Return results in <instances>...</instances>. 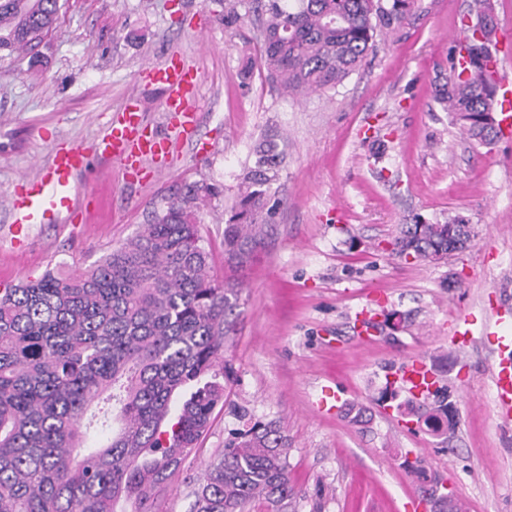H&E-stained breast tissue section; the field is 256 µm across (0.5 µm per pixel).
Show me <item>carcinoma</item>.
I'll use <instances>...</instances> for the list:
<instances>
[{
	"mask_svg": "<svg viewBox=\"0 0 512 512\" xmlns=\"http://www.w3.org/2000/svg\"><path fill=\"white\" fill-rule=\"evenodd\" d=\"M244 0H225L224 26ZM410 0H262L260 69L279 91L332 89L373 51L377 31L403 23ZM61 0H0V59L32 50L59 19ZM434 83V100L463 133L487 145L498 112L497 74L465 60ZM224 227V252L243 266L264 240L284 152L274 137L253 148ZM220 194L186 183L148 224L98 264L45 273L0 289V512H154L155 494L184 470L224 399L230 367L216 371L229 339L235 289L209 274L197 211ZM396 253L439 260L458 247L446 224H405ZM184 399L176 410V394ZM106 397L119 427L106 445L83 446V420ZM417 423L453 430L448 389L407 403ZM289 439L275 422L232 434L190 512H287Z\"/></svg>",
	"mask_w": 512,
	"mask_h": 512,
	"instance_id": "1",
	"label": "carcinoma"
}]
</instances>
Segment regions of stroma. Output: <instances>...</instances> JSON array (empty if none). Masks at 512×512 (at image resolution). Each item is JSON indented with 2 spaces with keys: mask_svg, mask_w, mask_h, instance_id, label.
<instances>
[{
  "mask_svg": "<svg viewBox=\"0 0 512 512\" xmlns=\"http://www.w3.org/2000/svg\"><path fill=\"white\" fill-rule=\"evenodd\" d=\"M63 2L34 51L0 59V288L96 264L183 183L202 180L221 189L198 217L212 274L224 279L226 211L252 147L264 133L288 140L272 229L235 274L229 400L155 512H188V482H203L248 416L288 435L295 512H408L426 498L404 466L415 459L462 512H512V424L492 417V345L448 342L458 310L481 321L492 295L512 303V136L474 145L433 98L473 0H413L343 84L297 98L259 75L238 77L258 55L260 14L228 28L222 0ZM173 57L201 74L193 144L166 121L161 90L138 83L143 65ZM136 94L149 129L172 143L160 176L140 182L93 160L73 199L79 222L30 225L26 246L15 247L10 185L43 174L59 145L93 149ZM455 218L473 230L464 249L434 262L392 253L402 225ZM363 308L375 325L364 341L355 324ZM415 357L450 391L452 436L429 434L380 400L390 373ZM330 390L336 410L315 413ZM352 402L367 408L366 427L345 418Z\"/></svg>",
  "mask_w": 512,
  "mask_h": 512,
  "instance_id": "stroma-1",
  "label": "stroma"
}]
</instances>
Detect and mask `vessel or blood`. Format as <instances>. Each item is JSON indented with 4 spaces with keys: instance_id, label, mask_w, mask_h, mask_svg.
I'll return each instance as SVG.
<instances>
[{
    "instance_id": "1",
    "label": "vessel or blood",
    "mask_w": 512,
    "mask_h": 512,
    "mask_svg": "<svg viewBox=\"0 0 512 512\" xmlns=\"http://www.w3.org/2000/svg\"><path fill=\"white\" fill-rule=\"evenodd\" d=\"M145 85L158 84L164 90L161 110L183 130L197 122V71L181 59L173 58L140 70ZM170 149L166 139L148 132L144 106L139 98H129L125 107L110 120L94 152L70 145L52 153L45 175L36 181L18 180L9 192L13 235H20L28 224L52 218L59 224L73 223L72 195L89 165L90 157L116 162L126 171L137 173L147 165L159 163ZM480 334L497 344L498 358L491 370L493 415L502 424L512 423V307L499 305L489 311L487 322L474 328L468 314L459 313L449 329L451 344ZM395 378L402 390L416 398L425 397L434 387V376L426 364L412 360L400 367Z\"/></svg>"
}]
</instances>
